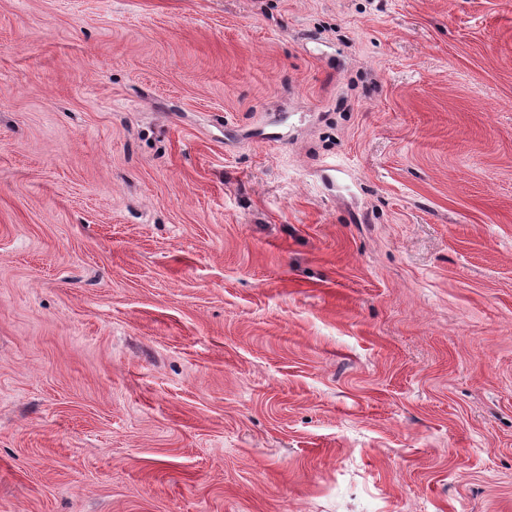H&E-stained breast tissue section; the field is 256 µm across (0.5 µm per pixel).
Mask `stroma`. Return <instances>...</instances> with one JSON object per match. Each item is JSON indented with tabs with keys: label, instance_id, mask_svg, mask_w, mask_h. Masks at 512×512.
<instances>
[{
	"label": "stroma",
	"instance_id": "stroma-1",
	"mask_svg": "<svg viewBox=\"0 0 512 512\" xmlns=\"http://www.w3.org/2000/svg\"><path fill=\"white\" fill-rule=\"evenodd\" d=\"M0 512H512V0H0Z\"/></svg>",
	"mask_w": 512,
	"mask_h": 512
}]
</instances>
